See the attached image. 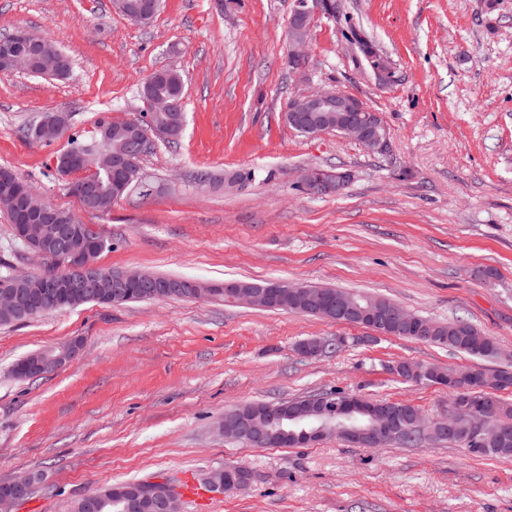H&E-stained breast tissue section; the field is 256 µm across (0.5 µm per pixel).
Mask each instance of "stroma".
<instances>
[{
	"label": "stroma",
	"mask_w": 512,
	"mask_h": 512,
	"mask_svg": "<svg viewBox=\"0 0 512 512\" xmlns=\"http://www.w3.org/2000/svg\"><path fill=\"white\" fill-rule=\"evenodd\" d=\"M294 0H161L137 24L112 0H0V37L47 35L74 61L62 81L0 73V166L112 242L100 264L209 282H305L387 297L437 321L463 318L512 365V0H336L312 21L308 60L288 63ZM392 72L380 80L357 36ZM172 67L186 82V125L143 161L150 195L83 210L53 169L61 142L22 129L67 112L89 137L95 114L140 117V88ZM315 91L378 113V152L329 131L297 133L287 102ZM343 172L340 195L311 196L300 174ZM254 172L245 188L195 182ZM492 267L498 275L477 279ZM370 328L191 299L86 304L0 327V482L42 480L16 512H73L87 492L158 476L202 479L227 463L254 474L208 512H512V458L448 444L251 448L226 439L225 409L338 389L409 402L426 417L446 390L400 381L398 361L467 367L471 358ZM346 336L307 357L308 337ZM81 340L72 364L35 379L21 358Z\"/></svg>",
	"instance_id": "obj_1"
}]
</instances>
